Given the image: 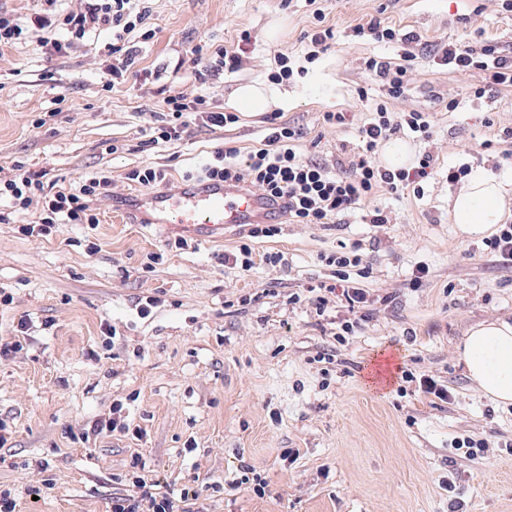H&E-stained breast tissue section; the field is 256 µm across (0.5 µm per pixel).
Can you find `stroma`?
Listing matches in <instances>:
<instances>
[{"label":"stroma","mask_w":512,"mask_h":512,"mask_svg":"<svg viewBox=\"0 0 512 512\" xmlns=\"http://www.w3.org/2000/svg\"><path fill=\"white\" fill-rule=\"evenodd\" d=\"M155 35L135 47L143 78L105 90L112 36L101 31L48 55L44 33L29 18L44 0H0L25 32L0 55V178L14 165L42 174L44 191L78 186L95 172L112 173V192L97 204L100 222L63 225L57 235L25 237L39 203L0 223V344L27 319L21 351L0 356V421L10 433L0 447V491L18 495L16 512H110L129 493L124 479L140 462L148 483L177 497L194 495L193 512H512V405L478 393L457 356L472 325L512 319V267L501 265L483 240L454 237L448 199L457 188L438 172L423 199L383 194L373 201L388 224L364 223L360 212L339 223L283 224L271 238H248L243 227L171 251L177 231L123 223L127 195L138 184L130 170L151 162L169 187L200 169L215 147L247 159L265 136L266 115L239 114L223 128L190 126L181 140L152 145L157 115L170 92L206 95L217 111L238 112L236 89L268 86L282 121L303 131L302 157L334 163L351 152L357 130L381 90L365 69L371 57L399 61L405 45L356 37L352 30L381 14L422 42L460 45L496 40L512 55V15L495 0H147ZM321 9L336 43L306 62L305 31ZM251 43L236 72L199 80L191 49L207 42ZM300 75L269 80L277 55ZM408 94L392 111L429 113V143L408 138L412 152L430 150L440 164H468L512 178V90L482 99L479 70L457 73L423 57L411 69ZM369 90L367 103L357 88ZM454 98L456 111L443 102ZM326 112H346L349 125L323 126ZM116 152H109V145ZM256 254L284 252L285 266L225 267L222 256L242 242ZM360 246L370 275L363 284L387 297L347 343H338L347 308L330 300L317 313L308 288L334 281L325 258ZM162 253L148 265L149 253ZM429 273L420 286L418 266ZM157 304L149 317L141 299ZM116 334L104 336V326ZM415 376L447 385L449 402L424 396L399 377L383 379L389 353ZM328 353L332 364L317 363ZM123 402L130 426L81 442L83 428ZM482 440L479 456L452 448ZM294 449L282 460L283 449ZM265 480L264 496L241 483L244 470ZM450 478L454 491L443 488Z\"/></svg>","instance_id":"35a3bbf8"}]
</instances>
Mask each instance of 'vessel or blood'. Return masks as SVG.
I'll list each match as a JSON object with an SVG mask.
<instances>
[{
	"mask_svg": "<svg viewBox=\"0 0 512 512\" xmlns=\"http://www.w3.org/2000/svg\"><path fill=\"white\" fill-rule=\"evenodd\" d=\"M140 224L177 227L198 238L223 236L229 225L277 224L280 204L252 193L245 184L187 182L173 190L143 191L127 203Z\"/></svg>",
	"mask_w": 512,
	"mask_h": 512,
	"instance_id": "obj_1",
	"label": "vessel or blood"
}]
</instances>
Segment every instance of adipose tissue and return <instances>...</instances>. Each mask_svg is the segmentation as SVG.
<instances>
[{
	"instance_id": "obj_1",
	"label": "adipose tissue",
	"mask_w": 512,
	"mask_h": 512,
	"mask_svg": "<svg viewBox=\"0 0 512 512\" xmlns=\"http://www.w3.org/2000/svg\"><path fill=\"white\" fill-rule=\"evenodd\" d=\"M512 211V180L483 171L471 174L451 199L449 217L457 237L480 239ZM458 354L475 388L495 402L512 403V322L483 321L471 326Z\"/></svg>"
}]
</instances>
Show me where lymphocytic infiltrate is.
Masks as SVG:
<instances>
[{"label":"lymphocytic infiltrate","mask_w":512,"mask_h":512,"mask_svg":"<svg viewBox=\"0 0 512 512\" xmlns=\"http://www.w3.org/2000/svg\"><path fill=\"white\" fill-rule=\"evenodd\" d=\"M147 7L134 4L133 0H87L83 11L77 13L51 12L35 16L36 27L47 30L49 39L44 47L49 54L65 53L68 42L55 38L57 30H64L73 38L81 39L98 31L110 29L111 63L106 67L107 87L126 83L134 63L128 47L132 32H140L142 39H150ZM440 65L457 72L478 69L485 74L483 86L475 88V98L487 93L512 88V57L504 55L497 42L485 40L473 45L461 46L448 43L437 54ZM365 68L381 84L385 100L378 103L368 119L358 130L359 143L353 151L335 165L305 160L296 151V143L302 132L283 122H271L260 148L253 151L246 162H238V151L233 147L215 150L211 162L194 177L198 180L241 181L253 187L265 197L282 200L289 221L295 224L331 225L378 192L388 191L398 196L423 198V181L435 166L432 153H423L416 166L389 171L376 160L379 145L391 135L407 132L413 138L427 141L432 136L431 122L426 113L393 112L388 101L403 98L409 90L408 68L382 57H371ZM166 112L151 139L152 144L168 143L182 139L190 125L205 128L226 127L236 123L232 112L212 110L204 96L186 99L180 94L165 97ZM112 177L107 171L97 172L86 179L76 191H59L48 195L38 173L25 171L12 178L0 180V197L10 198L14 207L28 209L34 198H41L42 205L34 220L20 225L23 236L39 234L47 236L61 224H98L93 208L98 197L108 195ZM328 265L337 269L335 283L324 286L321 295L315 296L316 308H324L329 296L345 302L352 319L346 320L337 333L338 342H345L361 322L367 320L374 303L370 292L359 282L351 280L348 270L360 266L363 256L358 250H350L327 256ZM133 493L112 499V512H190L188 495L173 499L165 494L146 491V481L140 472L130 477Z\"/></svg>","instance_id":"obj_1"}]
</instances>
